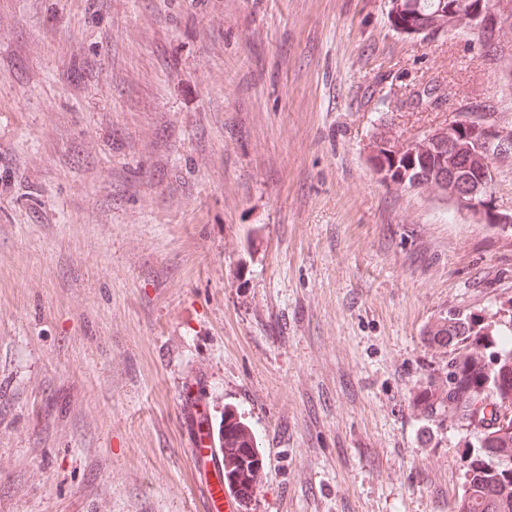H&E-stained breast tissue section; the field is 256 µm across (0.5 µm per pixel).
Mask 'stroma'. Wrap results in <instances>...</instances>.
Here are the masks:
<instances>
[{
  "mask_svg": "<svg viewBox=\"0 0 512 512\" xmlns=\"http://www.w3.org/2000/svg\"><path fill=\"white\" fill-rule=\"evenodd\" d=\"M390 0H0V512H200L177 387L261 462L240 512H454L461 311L512 318V224L368 162L512 92ZM450 105L398 112L414 87ZM441 402L424 409V392Z\"/></svg>",
  "mask_w": 512,
  "mask_h": 512,
  "instance_id": "35a3bbf8",
  "label": "stroma"
}]
</instances>
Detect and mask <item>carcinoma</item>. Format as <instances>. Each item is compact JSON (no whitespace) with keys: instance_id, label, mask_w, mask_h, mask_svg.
Wrapping results in <instances>:
<instances>
[{"instance_id":"cac0c4a2","label":"carcinoma","mask_w":512,"mask_h":512,"mask_svg":"<svg viewBox=\"0 0 512 512\" xmlns=\"http://www.w3.org/2000/svg\"><path fill=\"white\" fill-rule=\"evenodd\" d=\"M390 22L408 36L469 31L484 49V61L499 67L512 89V39L504 38V29L512 31V0H391ZM447 101L439 85H425L400 100L396 110L429 112ZM459 107L465 118L459 127L427 132L406 145L393 137L388 120L379 117L368 154L373 170L395 186L432 188L457 205L467 192L482 188L488 166L495 160L512 162V152L491 153L489 138L469 130L471 125L501 127L484 119L494 110L491 101L472 98ZM430 335L451 346L448 405L483 429L476 445L463 455L456 512H512V319L503 325L486 322L477 313H457L444 318ZM477 347L500 355V364L493 368L481 358H458L459 352ZM224 439L234 449L236 471L251 469L247 436L230 428Z\"/></svg>"}]
</instances>
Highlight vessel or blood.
I'll list each match as a JSON object with an SVG mask.
<instances>
[{"instance_id": "b4317fda", "label": "vessel or blood", "mask_w": 512, "mask_h": 512, "mask_svg": "<svg viewBox=\"0 0 512 512\" xmlns=\"http://www.w3.org/2000/svg\"><path fill=\"white\" fill-rule=\"evenodd\" d=\"M204 380L184 382L179 390L182 405L190 419L189 457L205 496L202 512H239V500L224 482L227 458L223 438L210 425L208 409L202 398Z\"/></svg>"}]
</instances>
